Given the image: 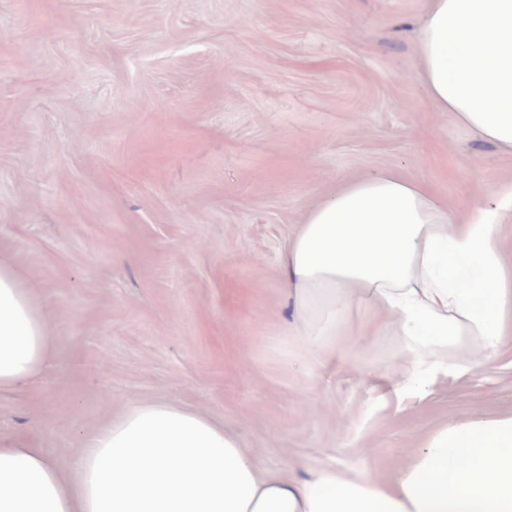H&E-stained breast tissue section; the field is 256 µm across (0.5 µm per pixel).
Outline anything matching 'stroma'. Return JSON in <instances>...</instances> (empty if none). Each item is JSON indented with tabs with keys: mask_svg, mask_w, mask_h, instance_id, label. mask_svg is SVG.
Listing matches in <instances>:
<instances>
[{
	"mask_svg": "<svg viewBox=\"0 0 512 512\" xmlns=\"http://www.w3.org/2000/svg\"><path fill=\"white\" fill-rule=\"evenodd\" d=\"M426 6L0 0V256L60 339L39 381L0 393L1 440L65 465L166 400L222 419L261 468L389 480L449 419L512 414V344L382 399L397 337L318 357L286 333L281 257L343 181L392 171L459 212L512 182V152L419 79Z\"/></svg>",
	"mask_w": 512,
	"mask_h": 512,
	"instance_id": "1",
	"label": "stroma"
}]
</instances>
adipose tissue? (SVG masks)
<instances>
[{"mask_svg": "<svg viewBox=\"0 0 512 512\" xmlns=\"http://www.w3.org/2000/svg\"><path fill=\"white\" fill-rule=\"evenodd\" d=\"M418 75L438 109L512 150V0H428ZM512 184L459 214L392 173L343 184L311 207L281 270L316 353L347 340L352 309L385 313L406 370L396 394L423 396L440 373L512 340V264L500 225ZM58 347L39 296L0 259V390L35 383ZM0 512H512V414L428 434L392 482L326 465L288 477L258 468L207 413L157 400L128 406L68 467L0 444Z\"/></svg>", "mask_w": 512, "mask_h": 512, "instance_id": "1", "label": "adipose tissue"}]
</instances>
